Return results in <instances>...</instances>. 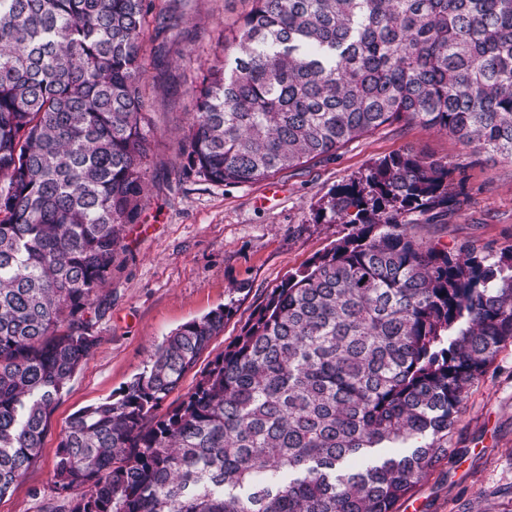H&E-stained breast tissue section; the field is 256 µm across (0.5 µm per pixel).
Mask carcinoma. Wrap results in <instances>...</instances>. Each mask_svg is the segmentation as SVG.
<instances>
[{
	"label": "carcinoma",
	"instance_id": "1",
	"mask_svg": "<svg viewBox=\"0 0 512 512\" xmlns=\"http://www.w3.org/2000/svg\"><path fill=\"white\" fill-rule=\"evenodd\" d=\"M155 0H0V497L99 342L104 285L146 191L142 48ZM194 89L183 174L254 183L393 123L512 160V0H251ZM448 163L408 150L332 192L352 232L224 331L177 328L149 369L78 411L53 489L69 512H395L448 458L470 388L512 344V246L417 239Z\"/></svg>",
	"mask_w": 512,
	"mask_h": 512
}]
</instances>
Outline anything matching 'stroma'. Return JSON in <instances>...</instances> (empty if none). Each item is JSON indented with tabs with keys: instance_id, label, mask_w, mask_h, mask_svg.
<instances>
[{
	"instance_id": "1",
	"label": "stroma",
	"mask_w": 512,
	"mask_h": 512,
	"mask_svg": "<svg viewBox=\"0 0 512 512\" xmlns=\"http://www.w3.org/2000/svg\"><path fill=\"white\" fill-rule=\"evenodd\" d=\"M249 8V0H179L176 6L180 22L167 33L172 48L160 56L171 78L150 93L157 143L143 210L106 286L111 305L95 326L100 342L68 382L37 463L0 498V512H67V500L51 490V476L73 415L124 388L171 331L229 308L223 333L167 397L166 406H176L272 288L350 233V225L319 219V209L332 189L360 177L378 158L408 149L452 170L457 203L413 215L418 239L483 256L512 246V162L473 153L447 133L416 124L379 128L335 155L250 184L181 180L179 140L194 110L192 90L206 68L221 61L217 40L225 27ZM448 446L453 456L399 502L397 512H512V345L470 389Z\"/></svg>"
}]
</instances>
